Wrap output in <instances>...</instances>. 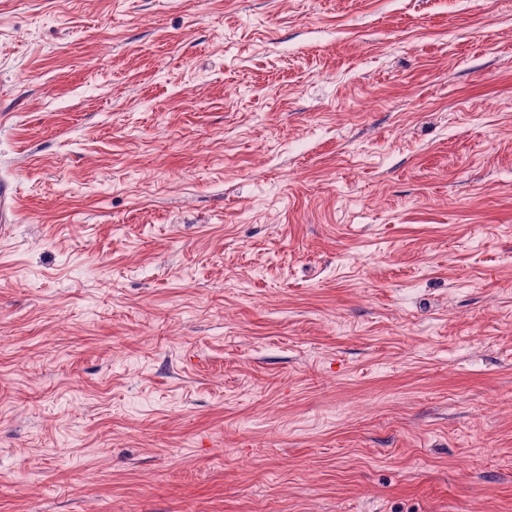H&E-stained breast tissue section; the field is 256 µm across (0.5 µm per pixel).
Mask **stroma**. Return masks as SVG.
Returning a JSON list of instances; mask_svg holds the SVG:
<instances>
[{
	"mask_svg": "<svg viewBox=\"0 0 512 512\" xmlns=\"http://www.w3.org/2000/svg\"><path fill=\"white\" fill-rule=\"evenodd\" d=\"M0 512H512V0H0Z\"/></svg>",
	"mask_w": 512,
	"mask_h": 512,
	"instance_id": "stroma-1",
	"label": "stroma"
}]
</instances>
